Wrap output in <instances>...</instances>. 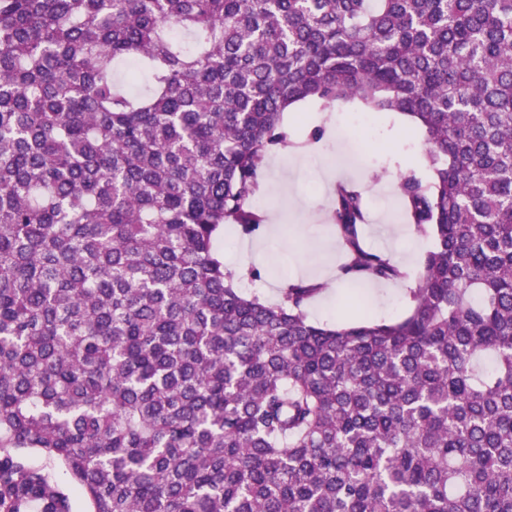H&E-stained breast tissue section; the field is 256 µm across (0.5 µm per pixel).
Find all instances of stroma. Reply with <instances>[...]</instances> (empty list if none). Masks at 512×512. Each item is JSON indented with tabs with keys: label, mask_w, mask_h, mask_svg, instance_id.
Here are the masks:
<instances>
[{
	"label": "stroma",
	"mask_w": 512,
	"mask_h": 512,
	"mask_svg": "<svg viewBox=\"0 0 512 512\" xmlns=\"http://www.w3.org/2000/svg\"><path fill=\"white\" fill-rule=\"evenodd\" d=\"M362 109L360 102L339 101L333 111L322 112L316 103L306 102L289 113L285 125L295 137L305 136L316 125L324 126L325 134L309 154L299 156L288 150L271 155L263 170L264 179L270 182L263 202L275 214L274 226H262L247 236L225 233L222 248L226 267L239 265L256 249L267 254L266 259L255 262L260 278L239 280L241 294L274 303L284 283L319 273L329 286L308 305L306 313L311 321L341 325L365 317L395 322L408 315L405 284H393L391 293L379 294L373 284L352 285L335 276L340 254L329 214L331 193L340 180L354 181L365 192L370 222L363 227V241L369 249L391 256L416 275L433 247L430 236L406 223L394 185L397 174L408 167L419 177L428 174L423 136L403 126L399 114L377 115L375 127L367 132L363 164L337 166V154L346 152L354 136L349 131H337L336 117ZM396 225L402 227V235H392Z\"/></svg>",
	"instance_id": "stroma-1"
}]
</instances>
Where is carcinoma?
Returning <instances> with one entry per match:
<instances>
[{
    "mask_svg": "<svg viewBox=\"0 0 512 512\" xmlns=\"http://www.w3.org/2000/svg\"><path fill=\"white\" fill-rule=\"evenodd\" d=\"M408 115L410 313L240 295L291 105ZM338 278L404 282L332 199ZM491 359L489 368L480 363ZM512 512V0H0V512Z\"/></svg>",
    "mask_w": 512,
    "mask_h": 512,
    "instance_id": "obj_1",
    "label": "carcinoma"
}]
</instances>
